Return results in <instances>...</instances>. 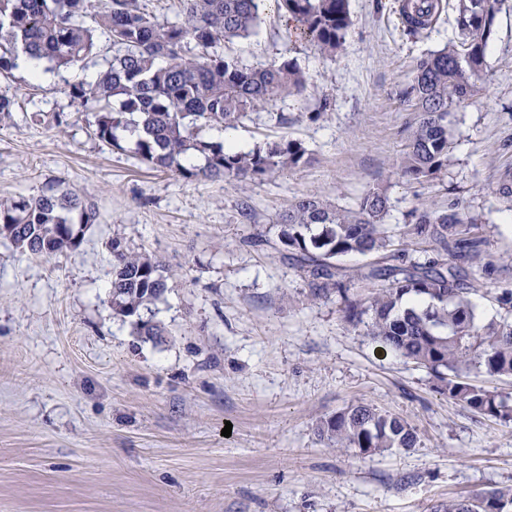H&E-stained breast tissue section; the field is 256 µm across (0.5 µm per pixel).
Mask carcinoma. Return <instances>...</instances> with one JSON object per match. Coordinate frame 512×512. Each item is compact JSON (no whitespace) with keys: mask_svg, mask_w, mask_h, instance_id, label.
<instances>
[{"mask_svg":"<svg viewBox=\"0 0 512 512\" xmlns=\"http://www.w3.org/2000/svg\"><path fill=\"white\" fill-rule=\"evenodd\" d=\"M0 0V76L8 79L18 54L69 67L97 56L98 38L112 57L95 81L69 86L74 102L96 106L92 135L115 150L132 152L152 169L174 179L250 178L263 180L310 160L298 140L281 138L248 151L207 137L240 120L249 110L302 93L306 79L297 64L283 59L247 67L224 55V42L253 35L262 0H179L181 19L164 22L142 0ZM297 25L304 39L336 56L351 25L349 0H271ZM500 0H458L456 38L420 58L404 98L417 112L408 149L397 173L416 182L448 167V117L477 92L493 33L489 20ZM442 0H406V30L418 35L432 27ZM119 107H114V104ZM31 120L64 130L66 112H34ZM388 197L367 191L347 208L317 197L293 202L277 219L279 249L307 268L314 299L343 294L347 320L364 324L365 335L434 373L439 390L474 411L512 420V397L466 380L473 369L512 377V322H484L469 299L470 288L448 263V253L478 244L474 226L461 211L425 207L413 213L408 233L433 247L425 264L393 263L399 258L397 231L386 224ZM94 203L61 182L0 200V242L21 253L51 257L79 248L97 222ZM110 303L132 333L151 339L163 327L146 316L168 291L160 259L129 249L118 237L109 243ZM375 255L380 264L360 273L362 281L384 285L365 297H349L337 280L335 261L347 254ZM318 435L330 445L372 454L409 450L417 435L402 417L369 404H356L320 421ZM434 512H512V488H499L438 504Z\"/></svg>","mask_w":512,"mask_h":512,"instance_id":"1","label":"carcinoma"}]
</instances>
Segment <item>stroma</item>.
Returning <instances> with one entry per match:
<instances>
[{
	"label": "stroma",
	"mask_w": 512,
	"mask_h": 512,
	"mask_svg": "<svg viewBox=\"0 0 512 512\" xmlns=\"http://www.w3.org/2000/svg\"><path fill=\"white\" fill-rule=\"evenodd\" d=\"M399 2L350 0L335 57L284 41L270 2L257 35L226 44L243 65L288 57L307 78L223 130L246 151L285 136L312 153L262 181H177L91 137L94 106L66 90L95 80L107 42L85 64L41 81L18 69L0 86L16 101L0 120V198L60 180L98 211L75 252L0 244V512H433L512 487V422L439 392L428 369L348 323L340 296L309 300L308 274L274 245L279 214L306 196L352 207L384 187L399 230L413 211L459 204L480 238V261L459 264L470 299L483 320L512 322V202L499 193L512 170V0L477 93L451 116L448 168L421 183L396 173L415 120L402 92L417 59L453 37L455 10L413 39ZM38 111L68 113L69 128L31 121ZM115 237L179 273L156 305L161 340L112 315ZM357 403L404 417L416 447H328L319 422Z\"/></svg>",
	"instance_id": "stroma-1"
}]
</instances>
